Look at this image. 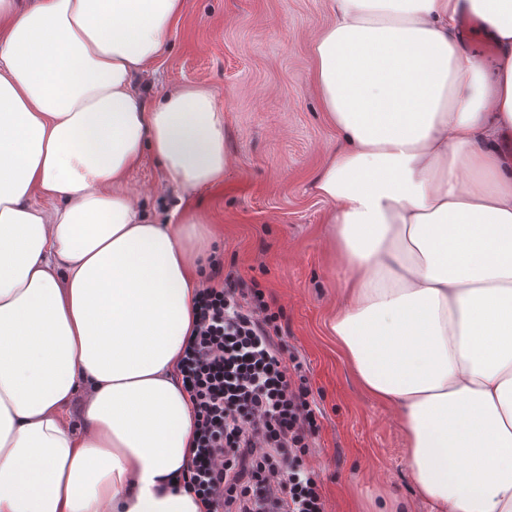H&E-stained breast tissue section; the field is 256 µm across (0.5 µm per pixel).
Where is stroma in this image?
<instances>
[{
	"mask_svg": "<svg viewBox=\"0 0 512 512\" xmlns=\"http://www.w3.org/2000/svg\"><path fill=\"white\" fill-rule=\"evenodd\" d=\"M333 20L329 0H183L135 91L149 104L172 88L202 86L224 114L229 173L192 203L225 271L262 289L303 364L320 425L307 463L327 512H373L394 496L429 512L414 494L394 408L361 388L329 329L349 273L313 182L341 142L312 82L310 44ZM128 186L155 223H173L179 194L164 184L158 158L146 155Z\"/></svg>",
	"mask_w": 512,
	"mask_h": 512,
	"instance_id": "stroma-1",
	"label": "stroma"
}]
</instances>
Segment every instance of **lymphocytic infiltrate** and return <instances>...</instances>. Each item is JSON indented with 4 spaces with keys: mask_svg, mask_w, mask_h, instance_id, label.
Masks as SVG:
<instances>
[{
    "mask_svg": "<svg viewBox=\"0 0 512 512\" xmlns=\"http://www.w3.org/2000/svg\"><path fill=\"white\" fill-rule=\"evenodd\" d=\"M209 266L221 282L197 292L181 368L196 425L187 485L209 512H326L304 461L319 426L302 364L275 342L262 292Z\"/></svg>",
    "mask_w": 512,
    "mask_h": 512,
    "instance_id": "obj_1",
    "label": "lymphocytic infiltrate"
}]
</instances>
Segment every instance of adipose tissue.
Wrapping results in <instances>:
<instances>
[{"label": "adipose tissue", "instance_id": "1", "mask_svg": "<svg viewBox=\"0 0 512 512\" xmlns=\"http://www.w3.org/2000/svg\"><path fill=\"white\" fill-rule=\"evenodd\" d=\"M330 2L311 59L344 146L314 191L351 272L331 331L433 512H512V0ZM181 8L0 0V512H206L178 369L203 217L152 223L126 187L149 152L187 197L229 170L206 89L134 90Z\"/></svg>", "mask_w": 512, "mask_h": 512}]
</instances>
